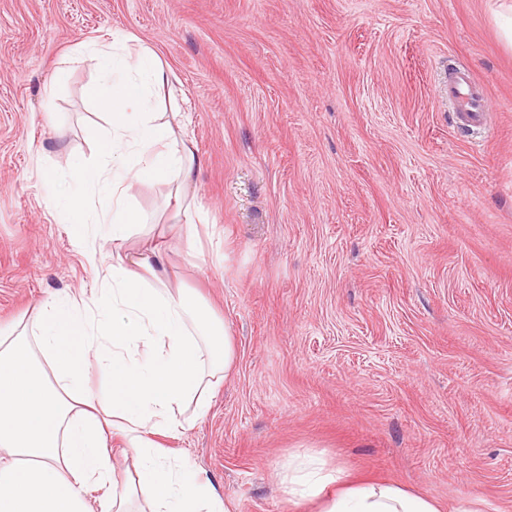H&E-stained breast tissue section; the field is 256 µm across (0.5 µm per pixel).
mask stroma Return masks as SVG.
Returning <instances> with one entry per match:
<instances>
[{
    "label": "stroma",
    "instance_id": "35a3bbf8",
    "mask_svg": "<svg viewBox=\"0 0 512 512\" xmlns=\"http://www.w3.org/2000/svg\"><path fill=\"white\" fill-rule=\"evenodd\" d=\"M503 0H0V327L95 287L52 200L96 192L108 134L85 91L123 32L152 49L202 163L194 268L167 188L130 242L169 246L170 284L229 325L236 359L208 412L166 440L232 512L288 501L292 455L480 512H512V48ZM484 84L488 135L457 129L449 64ZM66 131L51 139L47 123Z\"/></svg>",
    "mask_w": 512,
    "mask_h": 512
}]
</instances>
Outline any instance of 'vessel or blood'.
Wrapping results in <instances>:
<instances>
[{
    "mask_svg": "<svg viewBox=\"0 0 512 512\" xmlns=\"http://www.w3.org/2000/svg\"><path fill=\"white\" fill-rule=\"evenodd\" d=\"M447 94L456 121L464 131L475 132L485 128L488 100L482 84L469 68L449 66Z\"/></svg>",
    "mask_w": 512,
    "mask_h": 512,
    "instance_id": "b4317fda",
    "label": "vessel or blood"
}]
</instances>
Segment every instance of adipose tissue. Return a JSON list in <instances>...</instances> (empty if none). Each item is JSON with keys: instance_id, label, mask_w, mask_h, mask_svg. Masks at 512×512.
I'll list each match as a JSON object with an SVG mask.
<instances>
[{"instance_id": "1", "label": "adipose tissue", "mask_w": 512, "mask_h": 512, "mask_svg": "<svg viewBox=\"0 0 512 512\" xmlns=\"http://www.w3.org/2000/svg\"><path fill=\"white\" fill-rule=\"evenodd\" d=\"M124 36L102 51L104 83L89 94L112 127L98 144L99 163L85 168L92 188L108 193L103 234L112 243V270L99 288L42 301L0 329V512H90L85 494L105 490L101 512H232L209 484L170 462L161 440L175 435L185 412L205 414L208 397L231 373L235 346L228 324L165 278L167 255L130 250L147 224L130 202L134 184L163 181L170 220L187 229L184 244L196 266L214 262L198 245L192 221L194 175L201 165L178 113L152 112L153 96L171 85L151 50L120 52ZM75 245L94 256L98 234L84 199L58 195ZM105 353L101 392L88 386L90 358ZM134 455L136 478L119 493L113 484V436ZM289 499L320 498L319 512H442L433 498L391 482L353 480L343 467L288 466Z\"/></svg>"}]
</instances>
